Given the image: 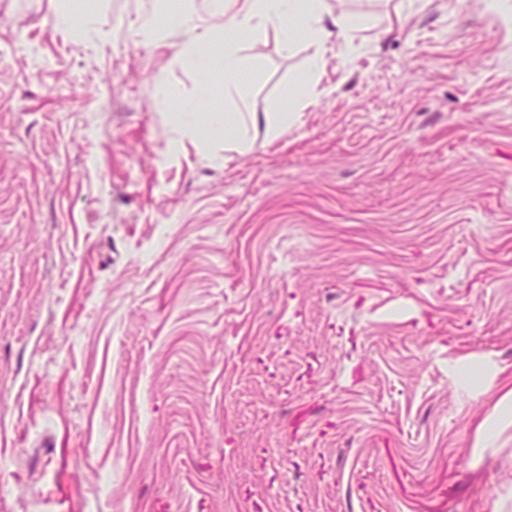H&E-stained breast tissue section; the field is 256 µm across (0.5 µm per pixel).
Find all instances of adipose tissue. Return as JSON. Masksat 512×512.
Returning a JSON list of instances; mask_svg holds the SVG:
<instances>
[{"label":"adipose tissue","mask_w":512,"mask_h":512,"mask_svg":"<svg viewBox=\"0 0 512 512\" xmlns=\"http://www.w3.org/2000/svg\"><path fill=\"white\" fill-rule=\"evenodd\" d=\"M218 10L224 23L214 28L205 25V13ZM302 18L306 37L314 52L310 58L308 87H315L314 73L321 63L323 46L330 36L346 40L359 31L370 29L371 22L347 13L326 17L322 0H190L188 10L172 22V29H189L191 36L182 42L180 52L185 57L210 59L224 69L226 83H233L234 76L246 63L237 47L239 31L263 32L275 28L284 48H291L297 34L291 28L294 18Z\"/></svg>","instance_id":"ef3b65f1"}]
</instances>
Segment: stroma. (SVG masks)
Masks as SVG:
<instances>
[{
  "mask_svg": "<svg viewBox=\"0 0 512 512\" xmlns=\"http://www.w3.org/2000/svg\"><path fill=\"white\" fill-rule=\"evenodd\" d=\"M161 2L0 0V512H512V0H325L375 25L307 97Z\"/></svg>",
  "mask_w": 512,
  "mask_h": 512,
  "instance_id": "stroma-1",
  "label": "stroma"
}]
</instances>
